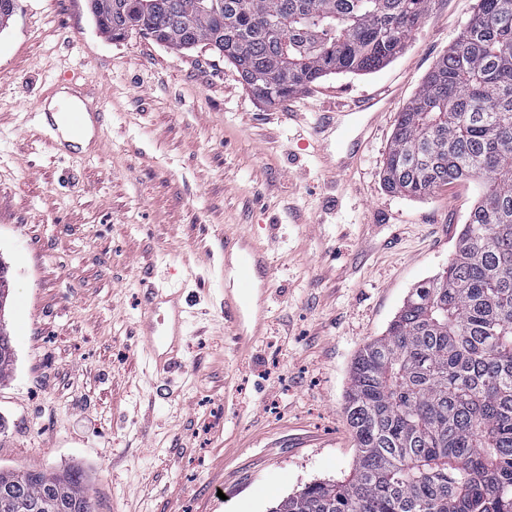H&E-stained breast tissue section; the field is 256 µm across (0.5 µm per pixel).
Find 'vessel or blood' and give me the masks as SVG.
<instances>
[{
  "mask_svg": "<svg viewBox=\"0 0 512 512\" xmlns=\"http://www.w3.org/2000/svg\"><path fill=\"white\" fill-rule=\"evenodd\" d=\"M68 137L59 141L57 148L71 151L76 142L85 134V121L81 112L72 111L67 115ZM245 243L238 266L232 278L224 282V319L234 325L235 343L244 346L247 332L261 333L264 316H256L253 323H246L241 297L252 288L256 278H270L271 266L268 259L267 245L247 240L245 234L228 236L224 239L225 247H232L235 242ZM145 300L148 304V315L138 325L143 352L151 365L159 372H173L178 359L176 353L185 335L187 309L182 302V292L173 286L154 281L144 280L142 283ZM168 307V317L154 319L153 314L160 307Z\"/></svg>",
  "mask_w": 512,
  "mask_h": 512,
  "instance_id": "1",
  "label": "vessel or blood"
}]
</instances>
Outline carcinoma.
<instances>
[{
  "label": "carcinoma",
  "instance_id": "obj_1",
  "mask_svg": "<svg viewBox=\"0 0 512 512\" xmlns=\"http://www.w3.org/2000/svg\"><path fill=\"white\" fill-rule=\"evenodd\" d=\"M151 0L137 33L210 46L279 104L330 74L394 59L432 0ZM97 30L126 40L124 0H88ZM382 178L422 198L470 181L477 198L448 266L414 288L356 355L343 415L349 476L306 485L273 512H512V0H477L454 44L398 113ZM57 492L95 512L78 468L0 470V492Z\"/></svg>",
  "mask_w": 512,
  "mask_h": 512
}]
</instances>
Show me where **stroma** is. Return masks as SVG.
I'll list each match as a JSON object with an SVG mask.
<instances>
[{"label":"stroma","mask_w":512,"mask_h":512,"mask_svg":"<svg viewBox=\"0 0 512 512\" xmlns=\"http://www.w3.org/2000/svg\"><path fill=\"white\" fill-rule=\"evenodd\" d=\"M476 0H432L405 50L275 106L222 55L139 35L116 43L87 0H19L0 29V261L15 347L0 379V467H81L97 512H271L352 468L351 363L412 288L442 271L475 187L413 199L381 170L399 112ZM79 89L106 115L97 144L57 155L35 104ZM382 92L381 114L355 111ZM346 112L328 140L324 113ZM366 143L336 175L358 134ZM267 239L253 288L261 335L225 327L224 236ZM184 291L180 368L140 354V282Z\"/></svg>","instance_id":"35a3bbf8"}]
</instances>
